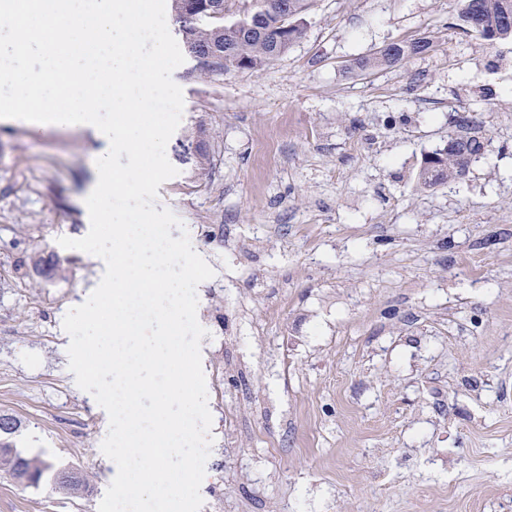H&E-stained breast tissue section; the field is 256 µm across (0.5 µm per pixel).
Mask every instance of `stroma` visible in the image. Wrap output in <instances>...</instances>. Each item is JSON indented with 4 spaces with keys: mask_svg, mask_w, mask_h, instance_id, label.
Here are the masks:
<instances>
[{
    "mask_svg": "<svg viewBox=\"0 0 512 512\" xmlns=\"http://www.w3.org/2000/svg\"><path fill=\"white\" fill-rule=\"evenodd\" d=\"M459 0H312L259 69L172 78L177 176L157 205L214 275L197 288L213 444L200 512H512V42L458 29ZM430 53L364 72L417 38ZM477 113L461 179L422 158ZM204 135L211 170L195 175ZM270 151H259L260 141ZM89 130L0 124V413L16 447L87 474L82 497L0 474V512H98L108 415L68 368L62 322L98 279ZM54 255L61 275L31 264Z\"/></svg>",
    "mask_w": 512,
    "mask_h": 512,
    "instance_id": "stroma-1",
    "label": "stroma"
}]
</instances>
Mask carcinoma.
I'll list each match as a JSON object with an SVG mask.
<instances>
[{"label":"carcinoma","mask_w":512,"mask_h":512,"mask_svg":"<svg viewBox=\"0 0 512 512\" xmlns=\"http://www.w3.org/2000/svg\"><path fill=\"white\" fill-rule=\"evenodd\" d=\"M176 21L182 38L194 55L232 51L234 56L247 64L249 69L261 68L279 58L277 46L271 34L278 28L279 15L266 14L256 21L270 30V35L261 36L250 32L245 22L225 24L222 20L210 19L203 14L186 17L181 12L180 0H173ZM512 0H461L457 14V26L483 40L489 45L512 42ZM432 43L425 39L402 40L393 51H378L358 62L362 71H374L382 66H393L428 52ZM487 151L486 140L476 132L451 139L444 148L427 156L421 162L419 182L425 187L449 184L462 176L469 164ZM18 428L14 416L0 414V470L26 487H39L52 482L62 488L82 493L87 489L85 478L78 472L53 469L39 456H29L16 448L10 436Z\"/></svg>","instance_id":"obj_1"}]
</instances>
